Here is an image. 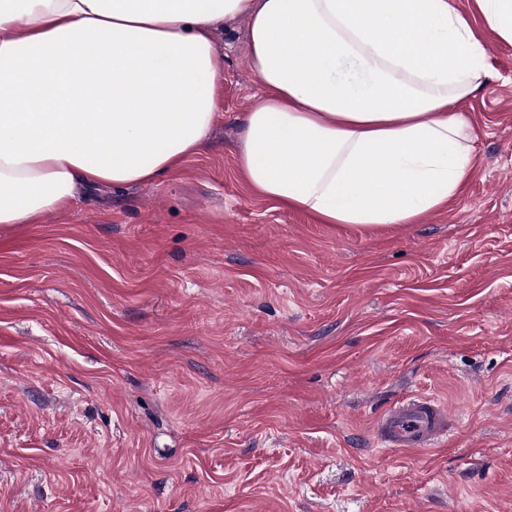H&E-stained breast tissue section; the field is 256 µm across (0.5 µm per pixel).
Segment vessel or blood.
<instances>
[{"instance_id":"b4317fda","label":"vessel or blood","mask_w":512,"mask_h":512,"mask_svg":"<svg viewBox=\"0 0 512 512\" xmlns=\"http://www.w3.org/2000/svg\"><path fill=\"white\" fill-rule=\"evenodd\" d=\"M374 432L388 448H428L447 434L448 414L432 397H412L386 410L376 422Z\"/></svg>"}]
</instances>
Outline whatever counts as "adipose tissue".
I'll list each match as a JSON object with an SVG mask.
<instances>
[{
    "label": "adipose tissue",
    "instance_id": "ef3b65f1",
    "mask_svg": "<svg viewBox=\"0 0 512 512\" xmlns=\"http://www.w3.org/2000/svg\"><path fill=\"white\" fill-rule=\"evenodd\" d=\"M0 0V224L79 187L124 188L206 146L224 92L214 35L248 20L263 87L238 149L257 196L352 228L416 224L474 172L457 104L512 45V0Z\"/></svg>",
    "mask_w": 512,
    "mask_h": 512
}]
</instances>
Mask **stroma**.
<instances>
[{
  "label": "stroma",
  "mask_w": 512,
  "mask_h": 512,
  "mask_svg": "<svg viewBox=\"0 0 512 512\" xmlns=\"http://www.w3.org/2000/svg\"><path fill=\"white\" fill-rule=\"evenodd\" d=\"M246 29L201 153L0 226V512H512V45L475 25L464 192L341 228L240 175ZM413 395L446 443L382 448Z\"/></svg>",
  "instance_id": "stroma-1"
}]
</instances>
